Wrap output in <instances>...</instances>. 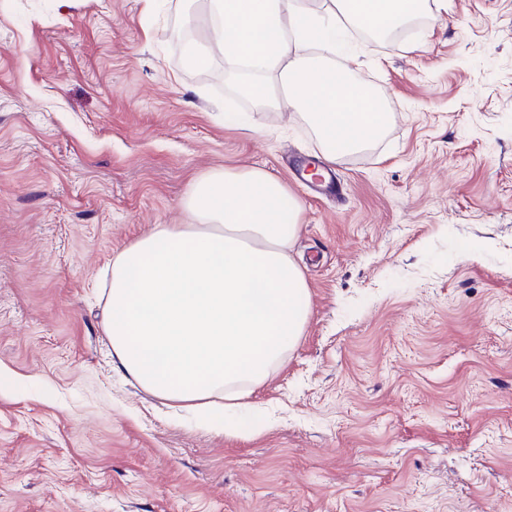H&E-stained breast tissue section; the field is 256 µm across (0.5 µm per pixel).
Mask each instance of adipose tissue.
<instances>
[{
    "mask_svg": "<svg viewBox=\"0 0 512 512\" xmlns=\"http://www.w3.org/2000/svg\"><path fill=\"white\" fill-rule=\"evenodd\" d=\"M423 0H209L210 50L188 48L192 67L212 51L259 60L247 98L273 86L304 115L333 163L378 139L384 99L344 77L324 52L339 20L388 34ZM188 224H160L112 260L106 327L112 356L146 391L193 407L238 400L292 349L309 318L308 288L286 247L297 234L299 200L264 171L215 170L192 181Z\"/></svg>",
    "mask_w": 512,
    "mask_h": 512,
    "instance_id": "ef3b65f1",
    "label": "adipose tissue"
}]
</instances>
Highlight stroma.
<instances>
[{
    "label": "stroma",
    "mask_w": 512,
    "mask_h": 512,
    "mask_svg": "<svg viewBox=\"0 0 512 512\" xmlns=\"http://www.w3.org/2000/svg\"><path fill=\"white\" fill-rule=\"evenodd\" d=\"M343 30L383 134L321 156L208 48V0H0V512H512V0ZM260 169L300 199L297 345L224 431L112 362V258L185 224L191 182Z\"/></svg>",
    "instance_id": "stroma-1"
}]
</instances>
